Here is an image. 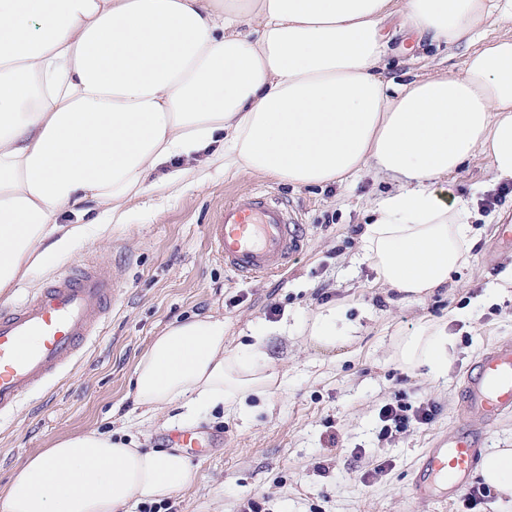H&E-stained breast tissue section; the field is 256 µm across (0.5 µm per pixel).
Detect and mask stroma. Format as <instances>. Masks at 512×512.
<instances>
[{
  "label": "stroma",
  "instance_id": "stroma-1",
  "mask_svg": "<svg viewBox=\"0 0 512 512\" xmlns=\"http://www.w3.org/2000/svg\"><path fill=\"white\" fill-rule=\"evenodd\" d=\"M388 182L367 173L349 186L297 187L259 175H214L202 188L168 199L151 192L133 205L126 223L111 225L50 266L0 295L8 305L57 272L86 262L118 265L125 279L100 336L62 374L26 395L0 417V491L29 456L60 438L92 429H124L142 448H172L163 419L128 417L134 366L166 325L195 314L224 317L225 342H248L255 328L270 333L268 352L284 384L258 401L249 418L215 412L196 429L212 439L192 460L193 487L169 501L168 512H242L247 500L263 512H512V502L488 493L474 509L463 501L445 507L412 497V471L435 435L461 425L467 370L494 343L512 340V288L496 289L497 275L512 261L498 225H512V194L495 204L499 185L483 157L449 177L447 195L472 201L476 234L471 259L419 302L381 287L369 263L355 262L358 230L367 200ZM274 193L294 209L307 246L280 273L243 279L212 253L206 225L226 200L243 191ZM278 306L270 315V306ZM346 310L357 321L353 336L323 348L302 333L311 313ZM444 322L454 337L448 373H412L391 358L392 339L420 322ZM401 400L408 410L434 400L431 424L411 425L383 439L379 410ZM383 472L370 475L373 459Z\"/></svg>",
  "mask_w": 512,
  "mask_h": 512
}]
</instances>
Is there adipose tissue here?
Masks as SVG:
<instances>
[{
  "instance_id": "obj_1",
  "label": "adipose tissue",
  "mask_w": 512,
  "mask_h": 512,
  "mask_svg": "<svg viewBox=\"0 0 512 512\" xmlns=\"http://www.w3.org/2000/svg\"><path fill=\"white\" fill-rule=\"evenodd\" d=\"M503 24L512 0H0V294L145 194L219 172L300 187L373 173L391 188L368 204L363 258L406 299L447 287L470 261L472 209L439 184L479 154L512 182V35L489 34ZM397 37L469 52L457 73L388 78ZM358 330L333 308L303 326L326 347ZM265 341L228 347L219 314L168 324L134 367L135 410L248 413L283 384ZM453 346L425 321L392 357L438 378ZM197 470L182 449L91 430L28 457L0 512H132ZM478 472L512 498V448Z\"/></svg>"
}]
</instances>
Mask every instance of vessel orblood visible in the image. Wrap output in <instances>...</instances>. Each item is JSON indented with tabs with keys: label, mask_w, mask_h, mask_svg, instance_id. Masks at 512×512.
Returning a JSON list of instances; mask_svg holds the SVG:
<instances>
[{
	"label": "vessel or blood",
	"mask_w": 512,
	"mask_h": 512,
	"mask_svg": "<svg viewBox=\"0 0 512 512\" xmlns=\"http://www.w3.org/2000/svg\"><path fill=\"white\" fill-rule=\"evenodd\" d=\"M207 235L225 267L245 279L278 273L305 246L294 210L268 191L225 202ZM122 280L121 268L107 273L88 263L56 273L14 309L0 310V415L74 362L98 335ZM463 392L468 421L426 449L412 474L415 499L451 503L467 486L488 427L512 412L511 340L482 353Z\"/></svg>",
	"instance_id": "b4317fda"
}]
</instances>
